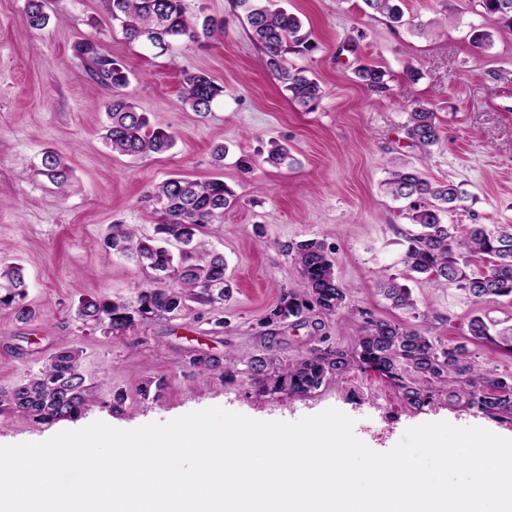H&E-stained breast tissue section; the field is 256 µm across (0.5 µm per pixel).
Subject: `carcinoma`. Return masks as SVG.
Instances as JSON below:
<instances>
[{"label":"carcinoma","mask_w":512,"mask_h":512,"mask_svg":"<svg viewBox=\"0 0 512 512\" xmlns=\"http://www.w3.org/2000/svg\"><path fill=\"white\" fill-rule=\"evenodd\" d=\"M112 20L118 22L126 38L138 41L164 54L180 41L195 42L199 35L210 36L224 30V22L206 18L202 23L185 16L182 0H104ZM270 0H235L239 18L248 25L251 39L264 54L265 67L285 85L289 99L305 108L318 104L324 91L304 71L288 65L287 54L302 48L315 49L311 33L303 31L299 17L283 8L272 9ZM403 0H364L375 13L390 22H403ZM481 8L498 16L500 34H512V0H476ZM26 21L30 28L44 29L50 17L44 0H26ZM85 62L90 78L112 91L103 108L106 122L101 138L115 153L138 157L170 150L175 141L162 128L153 127L146 114L137 111L126 92L129 72L117 59L102 52L99 44L86 39L74 46ZM356 75L375 92L386 91L385 73L365 64ZM224 87L203 73L183 72L181 101L200 116L211 110ZM406 134L420 152L427 155L440 139L436 114L417 99L411 100ZM291 166L296 159L288 148L274 143L266 154L243 155L237 167L251 173L259 163ZM39 174L50 182L67 184L70 171L61 157L44 153ZM386 193L408 201L406 218L416 226L404 234L407 243L402 263L405 272L415 274L435 287L449 284L463 291L476 304L507 297L512 300V226L489 229L475 225L461 232L456 224L444 222L445 214L464 201V192L450 183H436L414 167H402L384 180ZM145 201L157 214L155 236L141 237L125 224H111L102 242L108 257L119 256L148 273L149 281L134 297H90L79 300L75 318L83 326L105 336L135 334L147 322L177 319L197 306L196 319L224 325L210 307L231 297L233 283L226 276L223 253L201 250L197 236L207 225L224 215L235 203L234 192L223 180L205 181L174 176L153 186ZM178 246L173 253L169 246ZM283 250L294 254L300 267L301 282L281 294L277 305L266 316V324L301 318L308 313L324 317L341 314L348 308L335 264L325 244L310 239ZM377 286L395 309L413 310L411 289L402 276L383 270ZM28 284L23 267L0 264V314L27 323L35 316L28 304ZM360 335L352 350L330 344L314 348L288 364H277L271 354L251 356L237 362L211 354H195L189 364L202 373L216 374L234 381L237 364L245 366L261 396L284 393L308 395L328 380L342 381L355 368L371 370L385 377L409 408L422 411L445 401L464 411L493 420L512 421V376L486 372L476 364V352L469 349L493 344L512 353V328L494 331V323L478 313L470 318L463 340L448 343L430 335L426 313L416 315L420 322L407 325L376 317L360 310ZM81 351L62 347L48 355L38 372L9 387L0 389V413L8 411L35 424L52 425L76 421L96 402V386L89 383L82 368Z\"/></svg>","instance_id":"cac0c4a2"}]
</instances>
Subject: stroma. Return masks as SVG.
<instances>
[{
    "label": "stroma",
    "mask_w": 512,
    "mask_h": 512,
    "mask_svg": "<svg viewBox=\"0 0 512 512\" xmlns=\"http://www.w3.org/2000/svg\"><path fill=\"white\" fill-rule=\"evenodd\" d=\"M182 4L190 19L223 21L224 32L159 56L128 41L101 0H46L50 23L42 30L27 25L25 0H0V262L23 266L36 311L27 324L0 318V387L37 372L51 352L67 346L81 350L84 373L101 399L84 418L50 426L0 413V445L41 442L98 420L134 429L209 407L287 422L336 408L353 418L355 436L378 453L390 451L407 428L427 422L480 426L512 438V423L445 403L411 410L371 371L353 370L344 382L327 381L305 396H261L247 375L227 383L189 364L200 352L240 360L267 349L293 361L324 334L335 346L353 347L361 326L355 319L332 316L321 329L311 316L264 323L281 291L301 279L281 245L308 239L331 250L350 306L414 324V313L392 308L377 287L382 269L403 271V235L414 229L404 201L380 188L396 167H417L467 192L465 208L449 214L448 223L512 225V83L494 78L512 71V37L497 35L496 16L475 0H404L402 26L365 12L362 0H271L298 15L318 44L313 52L288 56L325 91L305 112L267 72L233 0ZM478 26L495 34L481 52L470 44ZM84 39L125 65L130 98L175 136L172 150L132 159L105 146L102 105L111 92L89 78L75 55L74 44ZM364 64L385 71L387 92L358 81L355 71ZM411 68L417 81L407 76ZM185 70L207 74L224 88L206 116L179 100ZM412 96L437 116L440 140L427 156L405 133ZM274 141L288 146L296 159L292 167L239 171L240 156L267 151ZM217 144L228 149L220 168L210 157ZM47 151L69 166V185L40 175ZM175 174L222 179L237 196L201 237L206 248L223 252L235 284L231 298L217 307L223 326L189 311L143 325L132 342L91 332L75 319L80 299L131 297L148 280L124 258H104L107 227L127 224L152 234L157 216L143 197ZM408 285L417 311L429 315L431 334L443 340L460 339L477 310L499 326H512V301L479 307L452 285L437 288L417 278ZM147 379L165 386L145 400L138 385ZM118 390L125 401L112 413L102 403Z\"/></svg>",
    "instance_id": "35a3bbf8"
}]
</instances>
